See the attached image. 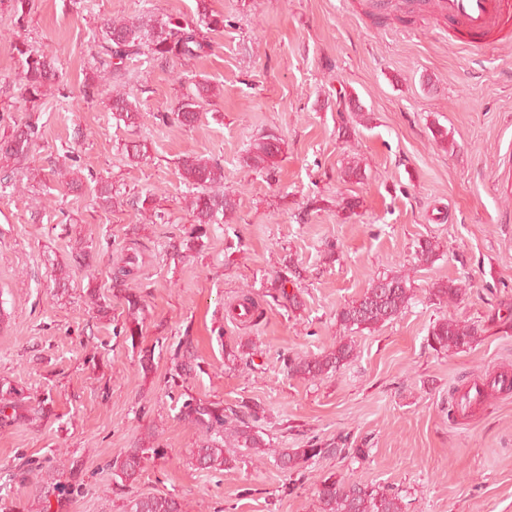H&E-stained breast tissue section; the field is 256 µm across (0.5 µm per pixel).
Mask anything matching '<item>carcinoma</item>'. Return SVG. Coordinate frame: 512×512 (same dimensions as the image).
Wrapping results in <instances>:
<instances>
[{
  "mask_svg": "<svg viewBox=\"0 0 512 512\" xmlns=\"http://www.w3.org/2000/svg\"><path fill=\"white\" fill-rule=\"evenodd\" d=\"M33 0H0V17L21 29L28 21ZM202 10L195 18L154 19L152 16L106 18L100 25L99 37L93 61L92 75L85 80L79 91V100L94 99L99 87L112 88L109 109L118 123L128 128L142 127L149 119L174 122L192 126L201 118V103L217 96L216 88L208 82L194 83L195 91L184 96L178 106L169 112H151L130 99L126 91L129 60L145 58L186 64L208 56L213 48L209 32L224 28V15L213 14L200 3ZM21 61V71L15 78L18 87V122L0 133V161L9 166H21L29 160L42 128V110L39 102L46 92L57 84L58 54L53 50H39L27 41L15 44ZM281 153L280 138L274 135L263 137L253 144L240 160L246 171L276 170L275 160ZM181 175L188 185L189 194L184 196L185 208L193 215L195 229L185 243V251L196 250L207 235L208 226L223 224L236 210V201L224 191V165L218 159L186 156L180 161ZM55 181L69 191L83 188L85 178L80 167L70 164L52 170ZM95 206L104 211L129 203L138 212L140 219L153 221L159 217L160 208L154 194L135 195L129 200L120 196L112 182L100 180L93 189ZM439 243L432 238L420 240L416 246V259L422 264H431L439 256ZM378 285L368 286L360 297L344 305L336 320L351 334L375 329L394 320L413 298L410 278L401 275L376 277ZM430 294L440 302L459 303L467 294L465 283L460 279L441 281L433 285ZM127 318L125 335L131 341L141 332L142 296L132 289L124 294ZM478 329L474 325L462 324L446 319L434 322L427 332L428 348L444 353L462 350L476 342ZM356 344L350 339L336 343L327 352L316 357L283 358L288 375L304 380H316L330 372H337L355 357ZM32 408L23 402L18 390L9 386L0 388V427L10 426L28 418ZM265 409L254 403H243L238 408L225 407L218 402L204 401L192 396L185 399L180 408V417L205 433V439L192 450V459L200 469L230 471L236 468L237 458L224 455V445L217 437L224 436L226 426L240 448L262 460L275 459L279 466L289 471H298L302 465L315 458L328 456L358 457L361 448H282L272 446L271 441L261 435L257 422ZM163 456L162 448L144 446L139 443L116 456L112 461V475L116 486L123 487L136 480L148 455ZM49 467L57 473V481L51 493L56 496L58 512H66L71 496L81 486L82 473L78 462L51 458ZM319 512H402V498L398 492L373 484L351 480L334 472L322 474L317 481ZM127 512H186L183 501L169 494H148L128 501Z\"/></svg>",
  "mask_w": 512,
  "mask_h": 512,
  "instance_id": "cac0c4a2",
  "label": "carcinoma"
}]
</instances>
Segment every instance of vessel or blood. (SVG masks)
Masks as SVG:
<instances>
[{"instance_id":"vessel-or-blood-1","label":"vessel or blood","mask_w":512,"mask_h":512,"mask_svg":"<svg viewBox=\"0 0 512 512\" xmlns=\"http://www.w3.org/2000/svg\"><path fill=\"white\" fill-rule=\"evenodd\" d=\"M457 45L476 48L512 32V0H435Z\"/></svg>"}]
</instances>
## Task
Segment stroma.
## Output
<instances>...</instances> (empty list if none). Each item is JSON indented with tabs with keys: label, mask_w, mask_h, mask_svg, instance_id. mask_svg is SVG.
<instances>
[{
	"label": "stroma",
	"mask_w": 512,
	"mask_h": 512,
	"mask_svg": "<svg viewBox=\"0 0 512 512\" xmlns=\"http://www.w3.org/2000/svg\"><path fill=\"white\" fill-rule=\"evenodd\" d=\"M223 14L211 55L180 66L132 62L126 87L152 110L174 107L193 81L220 91L193 128L156 122L117 126L110 90L76 101L102 19L192 16L198 2ZM56 49L69 98L43 99L37 145L28 160L42 178L0 195V383L29 404L47 400L36 420L0 428V500L14 512H44L18 467L49 458L79 461L84 485L68 512H124L129 497L171 494L187 512H319L316 479L335 472L397 490L405 512H512V392H493L467 413L459 392L512 372V43L457 50L432 0H34L25 30L0 24V128L16 113L14 45ZM360 113L340 115L337 100ZM448 131L447 144L432 132ZM280 138L274 175L247 173L239 161L261 137ZM147 140L131 162L125 146ZM75 151L83 171L112 181L124 197L154 192L162 218L141 223L132 208L105 213L91 189L57 188L49 171ZM221 160L234 216L212 225L185 259L175 247L194 225L180 161ZM361 179L344 177L352 158ZM52 197L36 211L35 200ZM354 202L347 210L346 202ZM440 256L422 266L418 240ZM144 298L143 329H120L127 311L114 274ZM297 306L273 301L287 262ZM67 271L53 281L54 268ZM405 275L414 296L394 321L355 334L357 356L334 374L288 376L283 355L318 356L345 331L336 320L371 278ZM463 278V302L431 297L433 283ZM265 311L254 323L228 315L243 291ZM441 319L477 325L461 351L436 353L424 338ZM191 337L202 369L174 374L173 353ZM252 342V364L224 358L226 343ZM154 353L143 371L142 351ZM234 406L259 403L260 427L277 448L312 444L365 449L356 458L307 462L301 472L274 459L242 457L232 436L224 452L237 468L201 470L191 450L202 435L179 416L185 396ZM156 435L166 457L146 459L121 490L112 460Z\"/></svg>",
	"instance_id": "35a3bbf8"
}]
</instances>
